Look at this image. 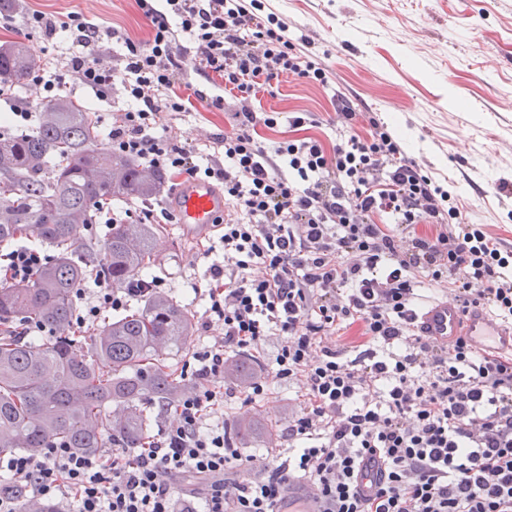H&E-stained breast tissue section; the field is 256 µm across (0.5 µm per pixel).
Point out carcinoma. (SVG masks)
<instances>
[{
    "label": "carcinoma",
    "mask_w": 512,
    "mask_h": 512,
    "mask_svg": "<svg viewBox=\"0 0 512 512\" xmlns=\"http://www.w3.org/2000/svg\"><path fill=\"white\" fill-rule=\"evenodd\" d=\"M41 63L24 39L0 45V88L19 87ZM167 171L144 166L98 142L95 116L70 97L41 107L35 129L0 138V242L36 237L56 258L30 281L0 284V323L32 317L53 332L36 345L0 335V455L36 454L52 442L96 453L115 434L134 448L149 438L147 402L169 405L181 383L166 356L193 335L194 319L156 288L114 316L85 346L71 335L72 294L93 261L81 229L104 199L153 202ZM160 224H113L104 242V271L117 287L155 266ZM251 355L224 364V378L247 389L259 377ZM257 435L278 447V433L239 418L234 441Z\"/></svg>",
    "instance_id": "obj_1"
}]
</instances>
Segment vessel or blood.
Returning <instances> with one entry per match:
<instances>
[{
    "label": "vessel or blood",
    "instance_id": "vessel-or-blood-1",
    "mask_svg": "<svg viewBox=\"0 0 512 512\" xmlns=\"http://www.w3.org/2000/svg\"><path fill=\"white\" fill-rule=\"evenodd\" d=\"M177 202L180 224L196 231L207 229L225 207L223 195L204 180L180 187ZM417 328L441 342L459 336L486 350L512 352V326L497 322L493 315L480 308L462 310L448 299L423 309L417 318Z\"/></svg>",
    "mask_w": 512,
    "mask_h": 512
}]
</instances>
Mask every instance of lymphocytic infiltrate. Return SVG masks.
Segmentation results:
<instances>
[{
    "mask_svg": "<svg viewBox=\"0 0 512 512\" xmlns=\"http://www.w3.org/2000/svg\"><path fill=\"white\" fill-rule=\"evenodd\" d=\"M155 2L137 0L146 43L77 13L0 11V28L67 34L68 51H38L43 64L29 83L42 102L78 84L112 96L104 135L114 151L222 186L224 230L205 249L224 250L204 290L201 328L212 339L193 354V391L150 443L129 448L116 437L107 457L63 443L1 456L0 512H19L21 491L70 500L71 512H280L293 482L314 488L315 512H512V355L444 344L416 328L423 290L443 288L462 308L483 307L511 325L512 246L472 223L382 118L355 130L344 97L336 104L345 125L330 153L301 133L311 113L256 111L252 99L280 79L328 83L310 38H290L261 0ZM188 53L200 77L224 81L216 96L191 89L231 116L219 158L161 132L168 114L187 109L175 86ZM283 118L295 137L272 146L258 138L259 126ZM421 223L431 232L401 249ZM49 261L42 246L17 243L0 252V283L30 280ZM88 277L91 287L76 291V331L160 285L140 276L136 287H115L99 263ZM353 325L365 342L350 355L336 337ZM270 336L281 339L276 379L303 378L305 394L284 435L287 455L252 479L230 422L210 419L225 402L226 354Z\"/></svg>",
    "mask_w": 512,
    "mask_h": 512,
    "instance_id": "obj_1",
    "label": "lymphocytic infiltrate"
}]
</instances>
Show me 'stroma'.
<instances>
[{
  "instance_id": "1",
  "label": "stroma",
  "mask_w": 512,
  "mask_h": 512,
  "mask_svg": "<svg viewBox=\"0 0 512 512\" xmlns=\"http://www.w3.org/2000/svg\"><path fill=\"white\" fill-rule=\"evenodd\" d=\"M24 10L77 13L88 22L147 41L150 29L136 0H22ZM266 12L287 22L290 34H308L326 55L329 83L280 82L259 94L256 108L310 112V136L333 147L343 124L334 102L345 94L356 109L355 128L379 115L403 139L404 149L440 184L458 194L474 222L497 241L512 242V0H264ZM170 135L191 139L212 152L228 131L223 112L194 102L167 122ZM205 233L170 224L159 249L162 269H147L162 290L193 316L207 301L210 261L202 254ZM300 381L270 378L266 396L248 399L234 389L214 422L252 415L285 432L299 408Z\"/></svg>"
}]
</instances>
